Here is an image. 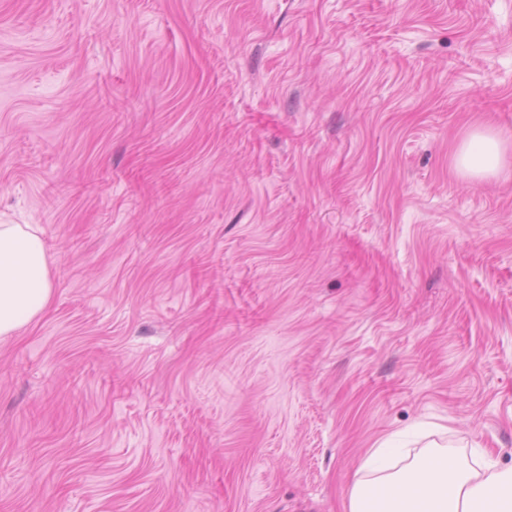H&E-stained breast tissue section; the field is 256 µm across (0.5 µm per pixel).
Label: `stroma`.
Listing matches in <instances>:
<instances>
[{
	"label": "stroma",
	"instance_id": "obj_1",
	"mask_svg": "<svg viewBox=\"0 0 512 512\" xmlns=\"http://www.w3.org/2000/svg\"><path fill=\"white\" fill-rule=\"evenodd\" d=\"M0 224L53 282L0 512H346L428 428L512 466V0H0ZM458 170L474 181L496 175L504 166V149L501 140L490 132L474 130L456 154Z\"/></svg>",
	"mask_w": 512,
	"mask_h": 512
}]
</instances>
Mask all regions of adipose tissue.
Instances as JSON below:
<instances>
[{"label": "adipose tissue", "instance_id": "adipose-tissue-1", "mask_svg": "<svg viewBox=\"0 0 512 512\" xmlns=\"http://www.w3.org/2000/svg\"><path fill=\"white\" fill-rule=\"evenodd\" d=\"M458 170L479 181L504 166L501 140L475 130L456 154ZM52 282L44 243L30 224H0V338L16 334L41 315ZM382 441L361 461L348 512H512V468L480 453L460 460L428 443L405 466Z\"/></svg>", "mask_w": 512, "mask_h": 512}]
</instances>
